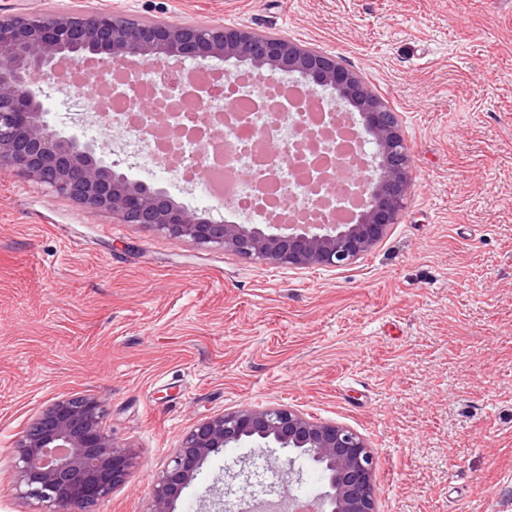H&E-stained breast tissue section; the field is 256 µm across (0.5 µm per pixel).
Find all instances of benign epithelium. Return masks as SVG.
<instances>
[{
  "instance_id": "benign-epithelium-1",
  "label": "benign epithelium",
  "mask_w": 512,
  "mask_h": 512,
  "mask_svg": "<svg viewBox=\"0 0 512 512\" xmlns=\"http://www.w3.org/2000/svg\"><path fill=\"white\" fill-rule=\"evenodd\" d=\"M234 59L262 80L287 77L336 109L357 112L374 144L368 180L345 224H234L177 203L167 191L129 180L96 155L95 144L64 135L47 119L43 85L69 62L92 80L111 66L161 70L175 63ZM0 169L18 171L89 209L108 211L198 245L221 246L244 259L293 269L345 267L376 247L405 208L412 161L399 118L356 71L334 54L287 38L222 25L134 24L103 12L44 17L0 14ZM90 397L58 399L17 440L18 495L41 512H93L136 465L103 427ZM284 448L318 465L320 512H376L375 462L354 430L298 409L242 408L207 417L185 435L158 473L144 512H174V503L204 461L225 448Z\"/></svg>"
}]
</instances>
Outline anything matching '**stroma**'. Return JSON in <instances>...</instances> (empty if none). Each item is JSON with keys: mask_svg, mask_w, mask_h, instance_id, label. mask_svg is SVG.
Returning a JSON list of instances; mask_svg holds the SVG:
<instances>
[{"mask_svg": "<svg viewBox=\"0 0 512 512\" xmlns=\"http://www.w3.org/2000/svg\"><path fill=\"white\" fill-rule=\"evenodd\" d=\"M287 37L340 57L400 117L414 186L372 251L336 269L255 263L125 224L0 170V512L14 442L50 403L96 398L137 464L96 512H143L200 419L287 405L359 433L377 512H512V0H0ZM69 67L46 86L52 122L96 141L130 180L234 220L201 185L147 174L127 133L69 109ZM287 450L209 458L175 512L317 496Z\"/></svg>", "mask_w": 512, "mask_h": 512, "instance_id": "obj_1", "label": "stroma"}]
</instances>
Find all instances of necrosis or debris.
<instances>
[{
	"mask_svg": "<svg viewBox=\"0 0 512 512\" xmlns=\"http://www.w3.org/2000/svg\"><path fill=\"white\" fill-rule=\"evenodd\" d=\"M181 82L177 70L121 76L101 98L106 113L100 116V125L132 133L157 173H175L184 184L196 183L199 169L220 172L223 190L217 199L238 212L267 219L276 200L291 194L301 200L312 223L349 218L351 199L333 192L326 177L342 152L338 140L327 134L337 117L328 100L314 94L288 95L273 113L255 79L228 81L199 71L194 76L195 92L172 94V87ZM145 97L161 101L163 116L136 109V101ZM228 101L234 102L233 111H225ZM203 109L222 113L220 137L200 133L193 118ZM171 129L181 130L178 142H170L167 132ZM298 140L303 143L302 152L288 164L270 160L268 143ZM244 170L256 171V182L241 179Z\"/></svg>",
	"mask_w": 512,
	"mask_h": 512,
	"instance_id": "4bbe7bcc",
	"label": "necrosis or debris"
}]
</instances>
